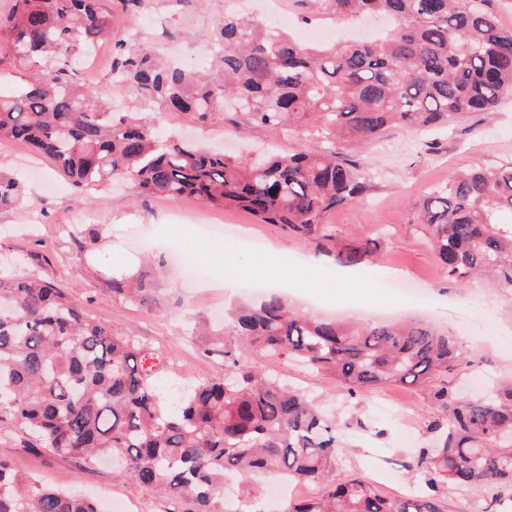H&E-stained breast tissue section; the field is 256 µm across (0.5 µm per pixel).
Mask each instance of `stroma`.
<instances>
[{"instance_id":"stroma-1","label":"stroma","mask_w":512,"mask_h":512,"mask_svg":"<svg viewBox=\"0 0 512 512\" xmlns=\"http://www.w3.org/2000/svg\"><path fill=\"white\" fill-rule=\"evenodd\" d=\"M224 2L141 0L125 7L119 0H103V6L112 14L113 41H124V28L134 20L142 26L145 44L160 57L199 69L207 63L205 36L211 23L222 19ZM84 61L81 54L67 58L76 84L91 85L104 105L140 111L131 90L113 84L107 65L91 72ZM162 120L200 145H223L232 156L271 148L316 153L323 147L321 139L303 133L253 126L240 112H219L205 121L171 112ZM343 155L366 163L369 187L361 201L336 207L327 221L342 243L373 244L374 263L363 270L341 267L333 257L316 254L312 245L244 211L208 207L192 198L179 203L138 198L127 186L113 184L89 190L87 203L76 205V191L47 161L32 172L28 148L12 142H0V174L20 179L22 198L18 206L0 211V262L20 261L23 272L54 282L88 316L170 353L176 377L202 380L222 364L199 352L187 317L204 323L230 305L258 302L250 285L267 284L278 271L300 274L304 285L289 291L288 299L316 316L381 306L387 317L423 320L455 335L471 362L448 374L449 386L477 380L512 384V288L497 287L491 273L466 283L448 279L417 220L432 185L457 172L512 163V101H503L494 117L470 113L445 129L394 128L344 149ZM67 216L96 229L97 239L81 246L69 232H57ZM175 248L201 257L209 277L193 286L183 284L169 259ZM138 270L153 281L158 307L143 308L113 292L114 277ZM244 357L278 373L286 384L334 401L344 432L335 479L382 478L377 491L384 496L417 487L418 476L402 463L435 439L428 424L436 411L426 389L390 387L343 399L326 373L250 350ZM20 440L17 433L0 435V461L41 482L98 497H126L141 512L186 508L123 477L110 463L36 455Z\"/></svg>"}]
</instances>
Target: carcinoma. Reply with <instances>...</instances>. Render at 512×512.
Segmentation results:
<instances>
[{"mask_svg":"<svg viewBox=\"0 0 512 512\" xmlns=\"http://www.w3.org/2000/svg\"><path fill=\"white\" fill-rule=\"evenodd\" d=\"M338 19L377 14L393 21L369 40L307 45L290 33L228 11L210 29L213 64L195 76L165 66L148 47H112V74L147 112H189L206 120L232 108L249 123L294 122L329 143L321 154L226 156L166 137L160 121L109 112L75 86L62 59L109 37L102 0H15L5 32L17 63L55 67L0 93V141L23 143L78 190L121 180L138 196L186 197L242 209L264 224L336 247L327 215L359 200L365 166L342 159L336 142L372 140L394 126L445 127L463 112L491 113L512 95V29L494 0H312ZM21 196L0 177V208ZM421 221L449 278L485 271L512 288V163L456 174L431 189ZM369 245L345 246V267L368 264ZM139 305L155 301L145 274L113 282ZM249 348L330 374L352 398L385 385H428L447 419L434 421L437 446L420 448L409 468L428 492L380 495L362 478L331 480L342 452L336 421L300 390L241 363ZM224 371L166 387L170 357L134 336L86 318L36 274H0V433L63 458L107 456L121 474L190 505L224 512V476L241 478L247 512L255 478L275 474L319 484L324 493L268 512H443L440 496L491 483L512 486V387L459 398L445 382L463 352L430 326L320 320L277 293L242 306L201 347ZM0 512H101L78 491L34 481L0 461Z\"/></svg>","mask_w":512,"mask_h":512,"instance_id":"1","label":"carcinoma"}]
</instances>
